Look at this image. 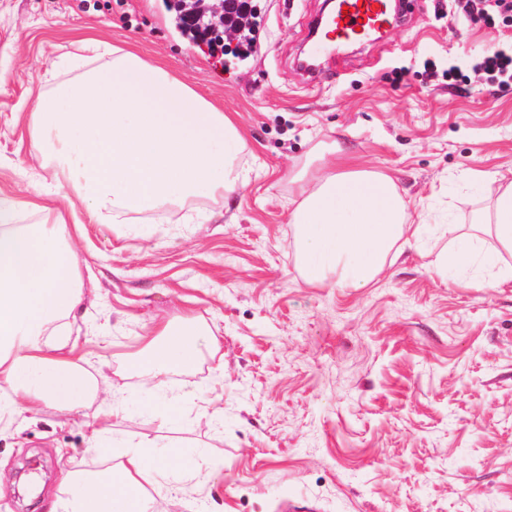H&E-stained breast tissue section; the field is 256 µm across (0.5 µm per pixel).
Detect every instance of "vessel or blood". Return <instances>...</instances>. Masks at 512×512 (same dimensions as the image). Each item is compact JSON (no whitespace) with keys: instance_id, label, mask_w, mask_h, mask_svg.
Here are the masks:
<instances>
[{"instance_id":"1","label":"vessel or blood","mask_w":512,"mask_h":512,"mask_svg":"<svg viewBox=\"0 0 512 512\" xmlns=\"http://www.w3.org/2000/svg\"><path fill=\"white\" fill-rule=\"evenodd\" d=\"M340 3L348 11L335 13L328 23L325 36L329 41L345 44L395 22L386 0H340Z\"/></svg>"}]
</instances>
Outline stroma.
<instances>
[{
	"instance_id": "stroma-1",
	"label": "stroma",
	"mask_w": 512,
	"mask_h": 512,
	"mask_svg": "<svg viewBox=\"0 0 512 512\" xmlns=\"http://www.w3.org/2000/svg\"><path fill=\"white\" fill-rule=\"evenodd\" d=\"M250 57L226 64L190 40L166 0H0V197L16 223L79 224L84 300L66 321L90 409L128 417L92 439L80 415L0 413V472L41 466L35 506L11 482L0 512H48L125 450L167 445L177 497L152 512H512V285L473 288L435 272L438 251L512 178V87L480 67L512 54V12L411 0L380 39L297 61L323 0H258ZM98 42L177 73L244 132L247 182L163 216L94 224L33 147L39 99L112 60ZM456 69L465 84L449 85ZM389 173L418 239L372 286L307 283L289 222L291 176L321 147ZM195 223H184L185 214ZM192 321L202 354L145 379L144 335ZM214 399L222 413L204 412ZM100 453H92V446ZM208 475H198L200 463Z\"/></svg>"
}]
</instances>
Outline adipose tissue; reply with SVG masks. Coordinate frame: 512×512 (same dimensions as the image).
<instances>
[{
	"instance_id": "ef3b65f1",
	"label": "adipose tissue",
	"mask_w": 512,
	"mask_h": 512,
	"mask_svg": "<svg viewBox=\"0 0 512 512\" xmlns=\"http://www.w3.org/2000/svg\"><path fill=\"white\" fill-rule=\"evenodd\" d=\"M35 147L86 205L91 221L118 223L127 213L153 212L192 195L234 192L246 175L234 160L243 138L233 119L179 77L139 56L116 53L35 107ZM290 213L294 246L307 281L368 286L403 237L418 238L407 204L387 174L345 160L295 178ZM16 202L0 200V390L17 411L55 406L80 412L94 389L48 332L83 302L72 233L65 222L17 227ZM433 267L478 270L512 284V180L500 184L487 216L456 227ZM194 325L163 326V346L148 343L143 365L160 380L172 364L200 356ZM161 457L125 452L105 476L72 473L74 495L51 512H148L142 484Z\"/></svg>"
}]
</instances>
